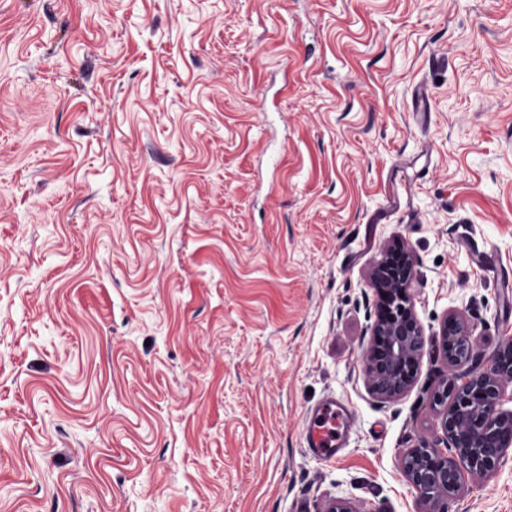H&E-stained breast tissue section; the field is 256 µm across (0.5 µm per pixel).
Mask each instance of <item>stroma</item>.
Listing matches in <instances>:
<instances>
[{"instance_id":"stroma-1","label":"stroma","mask_w":512,"mask_h":512,"mask_svg":"<svg viewBox=\"0 0 512 512\" xmlns=\"http://www.w3.org/2000/svg\"><path fill=\"white\" fill-rule=\"evenodd\" d=\"M396 245L426 345L384 402ZM509 272L512 0H0V512H421L441 325L491 353ZM448 512H512V449ZM394 266L385 258L374 271L377 288L383 291L382 312L372 328L373 340L363 354L365 384L372 396L390 401L404 395L417 376L424 334L413 315V253L401 249ZM350 422L349 411L333 400L321 404L310 418L306 429L307 447L317 456L332 458L344 447V430ZM332 423L331 433L326 425Z\"/></svg>"}]
</instances>
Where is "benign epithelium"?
<instances>
[{"label":"benign epithelium","mask_w":512,"mask_h":512,"mask_svg":"<svg viewBox=\"0 0 512 512\" xmlns=\"http://www.w3.org/2000/svg\"><path fill=\"white\" fill-rule=\"evenodd\" d=\"M414 275L413 253L404 248L398 265L385 259L374 271L385 312L372 328L363 369L368 391L381 401L404 395L417 376L425 339L413 315ZM440 336L451 373L439 379L433 400L441 406L445 449L423 441L401 456L402 474L415 489L422 512H448V502L460 495L466 479L494 473L512 447V408H503L512 384V338L501 341L484 363L462 314H450Z\"/></svg>","instance_id":"obj_1"}]
</instances>
